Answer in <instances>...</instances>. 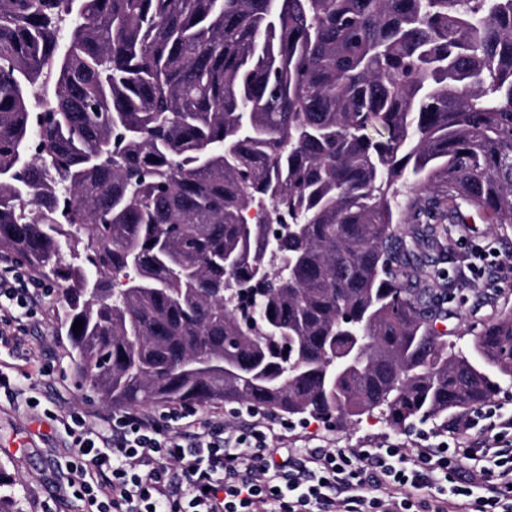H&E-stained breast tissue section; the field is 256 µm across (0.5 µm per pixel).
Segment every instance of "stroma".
Segmentation results:
<instances>
[{
    "label": "stroma",
    "instance_id": "1",
    "mask_svg": "<svg viewBox=\"0 0 512 512\" xmlns=\"http://www.w3.org/2000/svg\"><path fill=\"white\" fill-rule=\"evenodd\" d=\"M417 251L427 260L430 283L443 300V315L436 325L448 342L467 346L482 323L512 313V226L492 227L478 220L452 224L447 234L421 242ZM21 354L28 360L40 405L32 409L22 400L0 399V469L15 479L12 493L19 512H82L81 502L65 491L64 460L70 440L42 409L52 403L73 406L95 425L103 424L113 409L76 378L56 298L37 304L35 316L27 322ZM264 420L275 444L302 450L377 448L392 442L409 448L417 433L448 424L444 418L430 419L397 429L377 413L348 425L271 414Z\"/></svg>",
    "mask_w": 512,
    "mask_h": 512
}]
</instances>
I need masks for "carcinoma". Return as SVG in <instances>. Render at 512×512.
I'll return each instance as SVG.
<instances>
[{
    "mask_svg": "<svg viewBox=\"0 0 512 512\" xmlns=\"http://www.w3.org/2000/svg\"><path fill=\"white\" fill-rule=\"evenodd\" d=\"M476 217L512 226V0H0V252L107 404L491 401L512 315L442 340L411 260Z\"/></svg>",
    "mask_w": 512,
    "mask_h": 512,
    "instance_id": "obj_1",
    "label": "carcinoma"
}]
</instances>
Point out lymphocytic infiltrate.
Masks as SVG:
<instances>
[{
	"label": "lymphocytic infiltrate",
	"instance_id": "obj_1",
	"mask_svg": "<svg viewBox=\"0 0 512 512\" xmlns=\"http://www.w3.org/2000/svg\"><path fill=\"white\" fill-rule=\"evenodd\" d=\"M41 288L0 264V392L12 400L35 388L10 358ZM56 421L85 512H512V416L490 406L460 418L450 440L410 449L274 448L260 419L228 431L178 410L104 427L78 412Z\"/></svg>",
	"mask_w": 512,
	"mask_h": 512
}]
</instances>
